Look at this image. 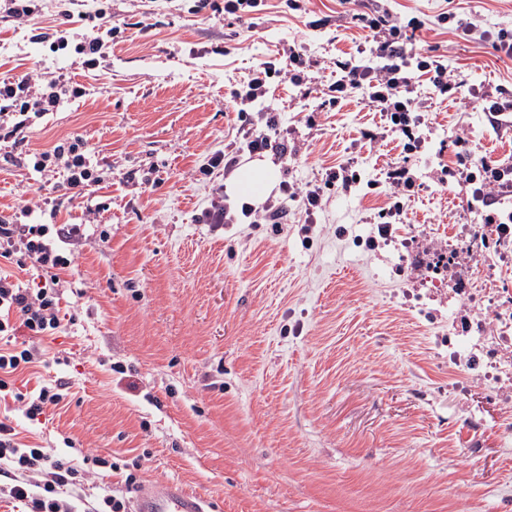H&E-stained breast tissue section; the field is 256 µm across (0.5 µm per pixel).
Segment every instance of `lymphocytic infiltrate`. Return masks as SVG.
<instances>
[{"label": "lymphocytic infiltrate", "mask_w": 512, "mask_h": 512, "mask_svg": "<svg viewBox=\"0 0 512 512\" xmlns=\"http://www.w3.org/2000/svg\"><path fill=\"white\" fill-rule=\"evenodd\" d=\"M363 28L371 33L370 51L354 53L337 61L341 75L330 85L328 106L335 107L350 96H357L380 113L389 132L398 139L405 153L417 152L424 142L420 116L428 97L419 88L422 75H430L437 95L445 96L459 89L464 81L449 70L440 57L415 48L417 30L422 20L402 21L390 14L362 13ZM37 84L33 74L0 80V113L13 114V125H0V139L17 137L27 126L32 89ZM65 159L67 176L61 185L64 193L81 197L96 181L91 152L80 142L57 144L53 149L35 152L24 159V166L35 172L48 171L51 160ZM359 171L354 160L347 159L325 168L320 180L304 184H284L283 197L269 204L263 215L277 223L288 213L289 203H299L306 214L320 208L326 191L351 190ZM461 184L485 209L478 235L489 238L502 225L512 224V212L499 209L500 200L512 194V179L489 158H481L475 170L466 172ZM415 185L407 162L391 163L386 171L388 201L380 207L379 233L392 231L401 223ZM81 224H13L0 222V394L18 403L25 417L37 420L48 406L58 405L62 395L58 386L43 385L28 393L14 386V375L40 363L43 353L38 340L56 335L63 326L60 290L61 274L72 263L73 248L84 236ZM34 269V284L23 283L18 274ZM25 341H17L18 332ZM7 465L15 475L4 490L10 499L27 503L30 512H76L73 501L59 494L60 487L76 484L79 470L53 450L30 446L20 441L13 426L0 421V465Z\"/></svg>", "instance_id": "obj_1"}]
</instances>
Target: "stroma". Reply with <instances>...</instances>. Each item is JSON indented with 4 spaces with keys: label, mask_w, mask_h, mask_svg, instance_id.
<instances>
[{
    "label": "stroma",
    "mask_w": 512,
    "mask_h": 512,
    "mask_svg": "<svg viewBox=\"0 0 512 512\" xmlns=\"http://www.w3.org/2000/svg\"><path fill=\"white\" fill-rule=\"evenodd\" d=\"M34 4L37 25L0 17V77L49 72L85 94L33 119L23 140L0 141V218L34 197L28 223L88 230L64 275L75 320L44 338L47 366L15 376L23 391L61 384L64 398L37 421L0 407L21 442L82 472L93 455L138 464L142 483L181 481L217 512H456L452 490L468 512H500L512 498V408L474 384L459 391L448 371L454 290L479 265L453 264L433 290L422 257L445 248L448 229L481 222L464 190L440 183L443 168L462 170L459 133L512 166V127L466 103L475 91L512 99V57L493 47L512 29V0H307L301 12L267 0L239 20L197 0H112L93 69L75 46L96 0ZM375 8L422 19L418 47L465 81L456 99L429 101L431 141L408 157L364 101L323 105L337 60L369 38L356 14ZM446 11L480 23L459 37L436 25ZM61 36L67 47L53 50ZM294 42L310 64L301 84L272 79L280 132L262 156L291 183L349 157L381 181L408 159L404 222L374 250L355 240L373 235L384 199L355 190L328 192L310 216L291 206L278 224L204 218L228 176L199 167L217 152L253 159L239 149L236 91L261 62L287 68ZM74 139L101 177L84 198L61 202L63 167L14 164Z\"/></svg>",
    "instance_id": "stroma-1"
}]
</instances>
